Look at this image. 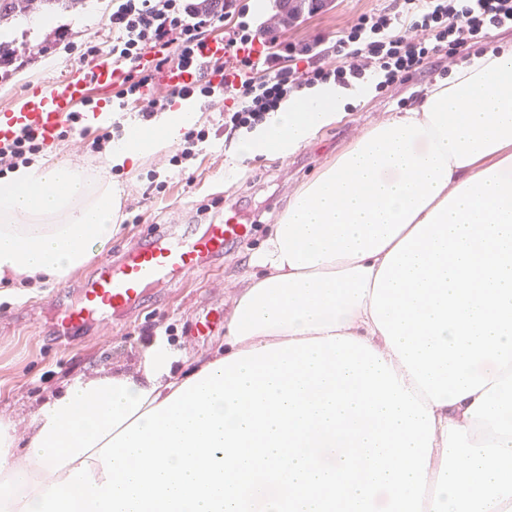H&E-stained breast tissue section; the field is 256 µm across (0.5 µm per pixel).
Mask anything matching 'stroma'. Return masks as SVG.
Here are the masks:
<instances>
[{"mask_svg":"<svg viewBox=\"0 0 512 512\" xmlns=\"http://www.w3.org/2000/svg\"><path fill=\"white\" fill-rule=\"evenodd\" d=\"M392 0H324V6L302 15L288 30V38L302 40L321 33L329 38L354 24L358 17L391 7ZM112 0H82L57 11L49 24L30 33L29 16L47 17L36 8L0 25V40L16 47L20 58L10 73L0 76V112L15 105L37 82L66 75L84 62L87 41L111 46L107 20ZM65 40H58L57 31ZM440 65H432L414 80L374 92L364 105L321 129L309 145L288 157L263 155L240 160L233 143L224 139L220 102H204L198 127L208 129L209 140L191 163L175 167L168 159L148 157L135 167L112 174L123 194L120 231L101 256L115 260L145 237L170 224H191L196 232L236 213L250 223L244 242L225 256L221 268L202 270L160 285L147 286L145 300L132 312L91 323L70 345L60 344L52 327V288H30L24 298L0 294V414L26 417L45 389L75 377L136 371L144 358V341L164 336L179 351H210L224 338L223 329L197 335L195 323L209 311L231 310L236 287L244 286L251 270L250 256L261 247L271 224L287 207L293 193L342 152L366 128L389 113L411 108L425 88L442 81ZM101 127L80 123L68 127L47 151V161L68 159L98 168L101 156L89 144Z\"/></svg>","mask_w":512,"mask_h":512,"instance_id":"stroma-1","label":"stroma"}]
</instances>
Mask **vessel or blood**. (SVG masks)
<instances>
[{
	"label": "vessel or blood",
	"instance_id": "b4317fda",
	"mask_svg": "<svg viewBox=\"0 0 512 512\" xmlns=\"http://www.w3.org/2000/svg\"><path fill=\"white\" fill-rule=\"evenodd\" d=\"M223 55V41L206 40L196 49L194 67L158 70L159 80L176 90L191 87L208 75L212 62ZM129 73V66L102 55L89 66L47 81L28 95L19 109L0 112V144L11 142L25 130L45 146L54 145L75 105L88 97L91 87L120 86ZM247 233L246 225L233 220L208 225L198 237L175 227L162 239L140 243L119 264L102 261L82 286L77 303L56 301L57 336H73L94 318L130 309L141 302L144 285L166 282L175 275L189 274L222 260L225 251Z\"/></svg>",
	"mask_w": 512,
	"mask_h": 512
}]
</instances>
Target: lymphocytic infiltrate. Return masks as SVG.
Returning a JSON list of instances; mask_svg holds the SVG:
<instances>
[{
    "label": "lymphocytic infiltrate",
    "mask_w": 512,
    "mask_h": 512,
    "mask_svg": "<svg viewBox=\"0 0 512 512\" xmlns=\"http://www.w3.org/2000/svg\"><path fill=\"white\" fill-rule=\"evenodd\" d=\"M108 24L113 60L134 67L158 48L154 70L190 67L206 33L223 29L224 56L212 69L224 81L199 80L192 92L224 96V136L230 140L315 84L348 87L373 79L382 89L420 74L434 56L464 59L494 30L512 28V0H394L391 9L360 16L333 41L322 34L298 41L270 36L252 24L247 0H113ZM332 54L340 59L334 67L324 62ZM154 70L134 67L122 89L123 97L141 102L138 115L145 122L176 97L172 91L143 96Z\"/></svg>",
    "instance_id": "obj_1"
}]
</instances>
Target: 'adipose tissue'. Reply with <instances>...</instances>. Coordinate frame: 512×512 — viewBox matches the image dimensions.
Here are the masks:
<instances>
[{"label": "adipose tissue", "instance_id": "1", "mask_svg": "<svg viewBox=\"0 0 512 512\" xmlns=\"http://www.w3.org/2000/svg\"><path fill=\"white\" fill-rule=\"evenodd\" d=\"M370 83H318L284 99L236 144L240 158L288 157L317 132L366 102ZM202 114L198 100L129 126L97 170L36 160L0 177V285L65 282L117 234L120 189L112 170L160 157ZM499 165L512 171V50H489L425 90L405 112L367 128L293 195L251 257L245 287L224 320V342L208 355L176 352L154 337L137 374L65 380L25 424L0 416V512H20L46 486L88 463L142 413L235 353L291 340L351 335L404 373L373 322L377 273L389 252L450 192Z\"/></svg>", "mask_w": 512, "mask_h": 512}]
</instances>
